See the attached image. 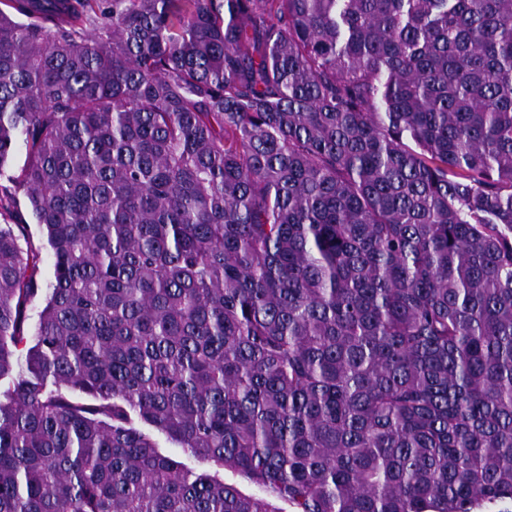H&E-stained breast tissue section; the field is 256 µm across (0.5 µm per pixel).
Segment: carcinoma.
<instances>
[{
	"label": "carcinoma",
	"instance_id": "obj_1",
	"mask_svg": "<svg viewBox=\"0 0 512 512\" xmlns=\"http://www.w3.org/2000/svg\"><path fill=\"white\" fill-rule=\"evenodd\" d=\"M2 179L0 512L512 504V0H0ZM135 422L136 426L139 427L151 439V441L155 444L158 452L163 456H166L173 461L180 463L184 467L192 469L196 472H214L207 463L192 455L185 448H181L178 443L168 438L164 433L150 426L144 425L137 420H135ZM221 479L224 478V482L233 484L237 489L245 496L265 498L270 503L271 509L278 512H292V507L288 502L272 497L263 487L254 483L244 474L232 471L224 470L219 473Z\"/></svg>",
	"mask_w": 512,
	"mask_h": 512
}]
</instances>
